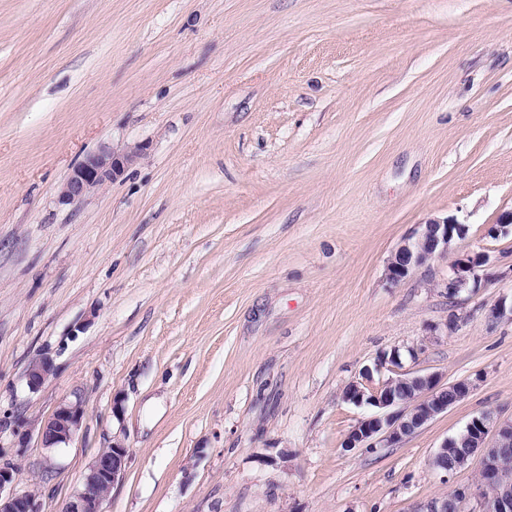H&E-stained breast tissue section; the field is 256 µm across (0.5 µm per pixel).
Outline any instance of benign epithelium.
Wrapping results in <instances>:
<instances>
[{"label": "benign epithelium", "instance_id": "obj_1", "mask_svg": "<svg viewBox=\"0 0 512 512\" xmlns=\"http://www.w3.org/2000/svg\"><path fill=\"white\" fill-rule=\"evenodd\" d=\"M144 147L126 150L103 147L86 155L74 166L59 191L64 204L83 201L92 192L109 181L122 176L138 158ZM465 227L454 218L431 219L404 240L391 253L386 275L398 283L427 261L445 256L452 249L455 238L465 234ZM486 254L467 255L453 264V277L443 283L450 296L464 289L476 270L487 264ZM57 371L52 355L42 353L32 359L25 371L26 386L36 392ZM370 375L364 380L351 382L342 399L360 405L367 403L378 413L360 419L347 434L344 448H384L397 445L448 408L465 398L472 389L468 381L444 386L436 374L402 372L387 379L379 387L369 385ZM85 404L81 394L62 402L50 418L38 427V435L46 448H57L71 442L82 431ZM492 443H486L488 434ZM512 447V421L499 422L486 413L473 419L467 426L463 448L456 451L455 463L448 466V451L453 444L445 441L432 458V466L444 473L467 464L478 454L482 459L479 482L463 487L446 497L429 501L420 512H465L464 506L473 501V512H512V466L503 458V449ZM129 460L128 448L119 437L112 438L93 461L81 487L66 504L65 512H102L107 494L124 477ZM0 512H39L35 494L19 491L15 487V468L9 463L0 465Z\"/></svg>", "mask_w": 512, "mask_h": 512}]
</instances>
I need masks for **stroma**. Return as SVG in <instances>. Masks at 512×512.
Instances as JSON below:
<instances>
[{
	"label": "stroma",
	"instance_id": "1",
	"mask_svg": "<svg viewBox=\"0 0 512 512\" xmlns=\"http://www.w3.org/2000/svg\"><path fill=\"white\" fill-rule=\"evenodd\" d=\"M145 156L82 202L101 147ZM512 0H0V458L64 512L112 437L103 512H419L475 485L444 440L512 420ZM466 227L394 283L419 224ZM489 262L456 296L457 258ZM470 381L390 448L343 401L391 351ZM57 372L37 392L29 362ZM82 390L84 427L16 444ZM123 411L114 416V398ZM145 147L137 146L126 150H116L104 146L96 152L87 154L74 166L59 191V200L63 204L83 201L92 192L106 182L122 176L130 164L138 158ZM57 371L55 359L49 353H42L32 359L25 371L26 386L36 392L44 382Z\"/></svg>",
	"mask_w": 512,
	"mask_h": 512
}]
</instances>
